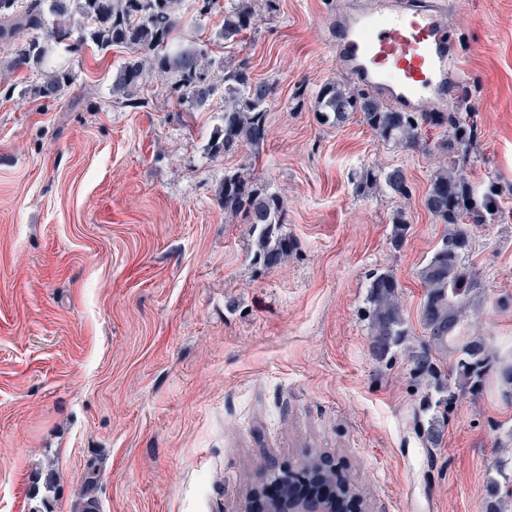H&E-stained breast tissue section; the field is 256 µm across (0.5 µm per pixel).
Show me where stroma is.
<instances>
[{"label":"stroma","mask_w":512,"mask_h":512,"mask_svg":"<svg viewBox=\"0 0 512 512\" xmlns=\"http://www.w3.org/2000/svg\"><path fill=\"white\" fill-rule=\"evenodd\" d=\"M184 0L173 42L205 44L225 4ZM462 71L450 111L477 115L465 168L495 182L498 215L469 225L480 277L467 332L512 357V0H444ZM359 0H278L215 54L276 86L258 148L209 157L223 92L193 110L149 76L113 98L128 54L62 53L57 102L0 53V512H247L259 463L334 457L354 512H512V402L496 377L435 407L408 354L427 342L420 271L444 230L423 201L444 128L423 147L379 141L358 116L324 123L318 92L361 84L336 66L337 18ZM238 168L280 194L295 249L262 270L251 227L218 193ZM402 168L411 194L360 187ZM405 212V242H391ZM392 273L409 334L377 360L370 275ZM438 443L423 432L431 416ZM43 81L35 86L34 94L40 98L57 99L68 89L73 81L74 75L71 69L58 67L47 73H43Z\"/></svg>","instance_id":"stroma-1"}]
</instances>
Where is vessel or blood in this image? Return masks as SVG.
<instances>
[{
	"label": "vessel or blood",
	"instance_id": "1",
	"mask_svg": "<svg viewBox=\"0 0 512 512\" xmlns=\"http://www.w3.org/2000/svg\"><path fill=\"white\" fill-rule=\"evenodd\" d=\"M336 62L399 107L448 108V74L456 64L437 11L372 0L341 29Z\"/></svg>",
	"mask_w": 512,
	"mask_h": 512
}]
</instances>
